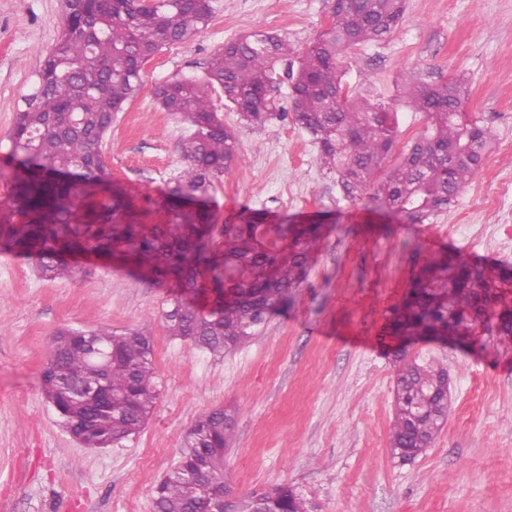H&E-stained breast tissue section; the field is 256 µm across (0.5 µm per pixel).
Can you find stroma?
Listing matches in <instances>:
<instances>
[{
	"instance_id": "obj_1",
	"label": "stroma",
	"mask_w": 512,
	"mask_h": 512,
	"mask_svg": "<svg viewBox=\"0 0 512 512\" xmlns=\"http://www.w3.org/2000/svg\"><path fill=\"white\" fill-rule=\"evenodd\" d=\"M334 0H209L205 32L148 60L140 87L107 137L105 162L151 223L183 165L179 117L153 91L204 76L225 41L257 31L302 49L328 24ZM60 0H0V172L14 163L6 135L61 30ZM346 74L395 112L404 138L424 125L401 104L406 74L464 76V110L494 134L485 165L456 205L431 224H408L346 199L291 121L244 128L232 110L241 162L216 183L220 221L247 209L283 223L331 225L287 310L235 354L216 358L172 339L166 290L83 259L71 280L39 278L32 261L0 250V512H153L154 490L178 462L205 410L235 414L224 479L235 494L290 487L307 512H512V342L493 322L469 349L416 343L451 377L448 420L415 462L390 458L399 346L385 327L412 270L455 250L488 267L512 265V0H407L400 26L361 47ZM152 319L158 399L143 430L87 448L60 425L40 370L56 331H124Z\"/></svg>"
}]
</instances>
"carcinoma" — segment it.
<instances>
[{
    "label": "carcinoma",
    "instance_id": "carcinoma-1",
    "mask_svg": "<svg viewBox=\"0 0 512 512\" xmlns=\"http://www.w3.org/2000/svg\"><path fill=\"white\" fill-rule=\"evenodd\" d=\"M62 31L44 59L38 87L8 133L16 166L6 179L10 204L0 216V249L32 260L46 280L69 279L93 254L167 288L162 313L170 336L215 356L259 335L288 307L330 232L326 224H283L250 210L221 225L214 182L240 159L238 137L224 126L215 98L247 127L291 118L318 152L344 196L365 199L409 224H432L452 208L481 169L493 138L461 111L465 80L417 84L404 106L425 116L421 132L392 159L401 132L396 113L354 92L340 59L380 42L401 23L406 0L336 3L330 25L305 49L275 33L224 43L200 78L172 77L154 90L166 112L186 124L183 166L163 189V224H146L104 164L106 135L138 91L141 67L163 48L206 30L207 0H62ZM289 82L291 113L277 111L270 91ZM512 282V267L489 269L455 251L413 272L390 328L429 340L450 334L468 344L478 325L496 320L512 342V297L486 292ZM394 386L389 449L405 463L424 453L448 416V368L405 360ZM45 398L61 425L89 448L136 434L158 398L151 324L114 332L65 328L47 347ZM235 429L226 409L199 413L177 465L155 488L156 512H196L201 478L223 487L224 455ZM233 512H306L284 486L235 496Z\"/></svg>",
    "mask_w": 512,
    "mask_h": 512
}]
</instances>
